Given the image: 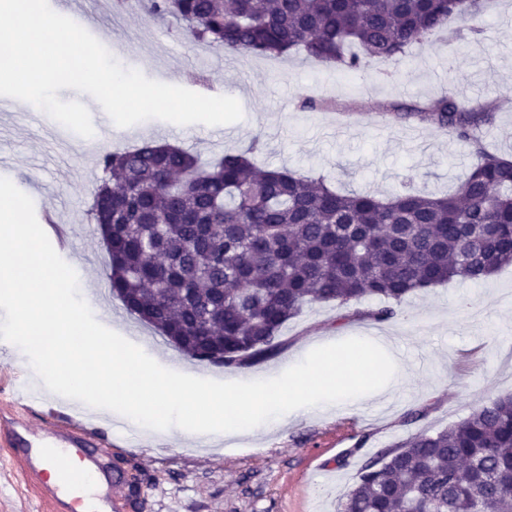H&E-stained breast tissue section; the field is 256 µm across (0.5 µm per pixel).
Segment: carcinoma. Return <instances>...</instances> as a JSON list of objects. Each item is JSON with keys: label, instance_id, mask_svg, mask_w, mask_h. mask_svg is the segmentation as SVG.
Listing matches in <instances>:
<instances>
[{"label": "carcinoma", "instance_id": "obj_1", "mask_svg": "<svg viewBox=\"0 0 512 512\" xmlns=\"http://www.w3.org/2000/svg\"><path fill=\"white\" fill-rule=\"evenodd\" d=\"M197 43L231 54L307 57L357 72L398 65L409 49L466 20L479 0H138ZM512 104L466 107L453 95L404 111L476 148L480 162L448 196L409 187L389 199L341 194L321 177L259 169L255 139L209 165L145 140L106 152L89 215L104 241L107 284L140 321L184 356L246 368L276 356L285 324L313 303L379 323L413 292L478 282L512 265V156L477 132ZM379 305L362 311L360 300ZM512 512V396L462 422L418 434L366 459L338 512Z\"/></svg>", "mask_w": 512, "mask_h": 512}]
</instances>
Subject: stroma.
<instances>
[{"mask_svg": "<svg viewBox=\"0 0 512 512\" xmlns=\"http://www.w3.org/2000/svg\"><path fill=\"white\" fill-rule=\"evenodd\" d=\"M113 0H49L63 16L82 14L93 37L124 67L155 81L211 96L236 98L240 121L219 126L176 125L159 119L137 124L135 135L112 123L90 95L59 90L98 114L106 132L56 137L58 122L14 108L0 111V176L34 202L37 217L58 216L79 283L97 292L110 312L109 328L147 344L167 369L217 381H250L282 373L296 353L339 336H378L391 342L412 372L380 407L359 405L269 428L262 441L209 436L196 447L173 430L127 443L114 423L91 417L95 431L111 437L123 472L125 512H337L368 457L410 436L451 427L479 405L512 393V266L479 283L451 281L418 291L396 319L377 323L342 318L336 306H306L281 332L285 342L271 359L230 370L185 358L154 329L131 316L110 293L103 271L108 255L88 218L101 172L100 155L145 139L165 140L198 153L203 161L245 150L253 139L262 168L324 176L341 191H370L386 199L404 185L449 192L479 160L472 148L440 130L414 123L393 125L381 114L389 104L414 105L443 94L486 101L512 95V0H485L468 22L413 47L397 70L373 62L354 74L299 53L282 57H226L223 48L186 39L167 21L145 19L137 9L116 10ZM329 101L302 111L300 98ZM16 346L0 352V415L16 416L10 393L38 383ZM0 512H48V504L16 466L0 467Z\"/></svg>", "mask_w": 512, "mask_h": 512, "instance_id": "1", "label": "stroma"}]
</instances>
